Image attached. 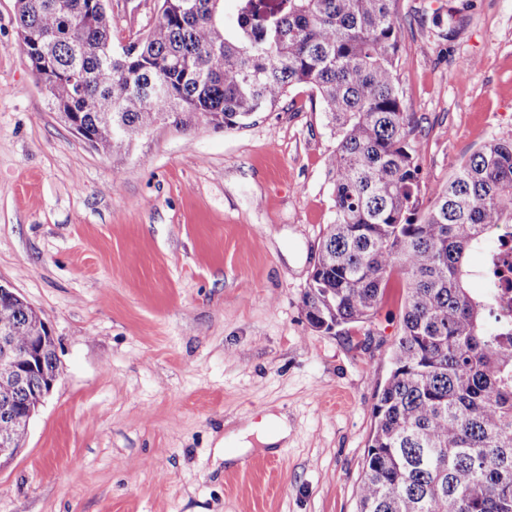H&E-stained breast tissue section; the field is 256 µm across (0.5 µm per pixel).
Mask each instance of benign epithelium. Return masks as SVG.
<instances>
[{
    "mask_svg": "<svg viewBox=\"0 0 512 512\" xmlns=\"http://www.w3.org/2000/svg\"><path fill=\"white\" fill-rule=\"evenodd\" d=\"M45 335L35 336L24 349L15 346L11 329H0V386L18 388L27 385L32 378H39L37 387L24 405L0 409L10 419V428L0 431V468L14 460L24 448L21 434L28 432L30 421L61 376L60 363L47 371L43 365L44 353L55 343L49 323H44Z\"/></svg>",
    "mask_w": 512,
    "mask_h": 512,
    "instance_id": "1",
    "label": "benign epithelium"
}]
</instances>
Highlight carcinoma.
I'll return each mask as SVG.
<instances>
[{
	"mask_svg": "<svg viewBox=\"0 0 512 512\" xmlns=\"http://www.w3.org/2000/svg\"><path fill=\"white\" fill-rule=\"evenodd\" d=\"M156 23L119 54L100 0H16L13 51L48 101L95 150H128L155 128H239L306 85L336 136L326 159L333 221L303 296L315 332L370 321L404 274L402 332L372 409L358 512H512V324L467 263L512 224V136L475 152L422 193L395 73L394 0H159ZM18 342L39 336L31 309L0 297Z\"/></svg>",
	"mask_w": 512,
	"mask_h": 512,
	"instance_id": "1",
	"label": "carcinoma"
}]
</instances>
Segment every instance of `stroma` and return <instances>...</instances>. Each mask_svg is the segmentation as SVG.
Segmentation results:
<instances>
[{
    "instance_id": "1",
    "label": "stroma",
    "mask_w": 512,
    "mask_h": 512,
    "mask_svg": "<svg viewBox=\"0 0 512 512\" xmlns=\"http://www.w3.org/2000/svg\"><path fill=\"white\" fill-rule=\"evenodd\" d=\"M397 81L426 186L512 134V0H395ZM157 0H112L113 42ZM0 0V281L49 321L62 375L0 469V512H357L372 406L401 333L312 331L302 298L336 139L311 89L246 126H162L106 155L52 109ZM290 433L234 462L267 413Z\"/></svg>"
}]
</instances>
